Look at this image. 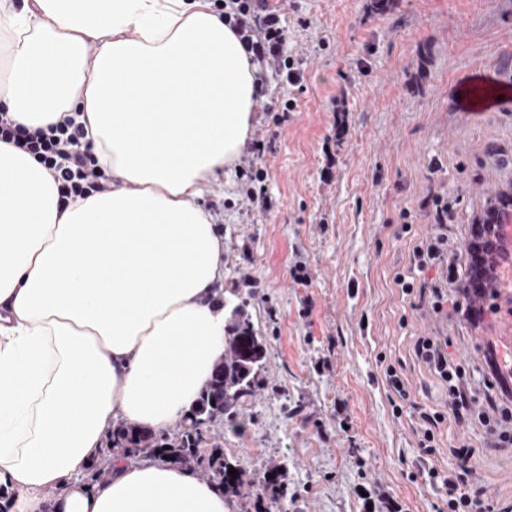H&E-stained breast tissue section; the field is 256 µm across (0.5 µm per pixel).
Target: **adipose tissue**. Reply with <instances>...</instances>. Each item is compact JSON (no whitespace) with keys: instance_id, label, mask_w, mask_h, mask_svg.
Masks as SVG:
<instances>
[{"instance_id":"adipose-tissue-1","label":"adipose tissue","mask_w":512,"mask_h":512,"mask_svg":"<svg viewBox=\"0 0 512 512\" xmlns=\"http://www.w3.org/2000/svg\"><path fill=\"white\" fill-rule=\"evenodd\" d=\"M256 72L211 0H0V106L30 129L77 115L112 177L64 206L0 140L9 512H230L193 470L103 449L120 420L172 430L224 356V238L200 200L250 137Z\"/></svg>"}]
</instances>
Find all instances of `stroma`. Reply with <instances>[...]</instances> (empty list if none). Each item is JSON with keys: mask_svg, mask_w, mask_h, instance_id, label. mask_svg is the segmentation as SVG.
<instances>
[{"mask_svg": "<svg viewBox=\"0 0 512 512\" xmlns=\"http://www.w3.org/2000/svg\"><path fill=\"white\" fill-rule=\"evenodd\" d=\"M287 51L304 80L267 74L263 102L297 103L285 125L258 115L249 153L268 173L269 214L248 210L231 172L201 203L224 236L227 301L244 299L267 338L264 367L235 421L208 428L210 444L245 472L231 512H365L393 501L403 512H447L441 475L454 448L474 452L483 496L512 503V444L484 425L499 403L484 385L485 339L453 303L431 310L435 268L416 271L437 200L459 246L485 207L477 190L492 155L512 157V92L467 110V86L512 75V0H280ZM339 139L334 167L322 151ZM305 262L311 279L295 284ZM414 281L403 293L397 276ZM422 336H446L473 396L472 415L448 416V386L414 353ZM410 400L394 404L387 366ZM442 414L435 452L419 446L420 412ZM284 499L271 502L272 467ZM438 478H431L430 469Z\"/></svg>", "mask_w": 512, "mask_h": 512, "instance_id": "stroma-1", "label": "stroma"}]
</instances>
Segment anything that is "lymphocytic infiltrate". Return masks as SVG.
<instances>
[{"label":"lymphocytic infiltrate","mask_w":512,"mask_h":512,"mask_svg":"<svg viewBox=\"0 0 512 512\" xmlns=\"http://www.w3.org/2000/svg\"><path fill=\"white\" fill-rule=\"evenodd\" d=\"M218 6L223 9L225 20L233 22L260 62L271 66L283 83L301 84L303 73L286 52L288 34L273 0H219ZM0 139L31 153L37 162L52 171L59 184L61 204H68L74 197L85 198L112 188L111 176L96 165L83 125L74 119H65L46 131H31L0 108ZM461 251L466 259L460 263L449 256L447 241L437 230L416 247L413 258L420 270L436 264L442 266L447 287L459 294L471 280H483L496 274L494 265H482L473 238L464 240ZM448 346V339L443 337L422 336L416 342L415 354L447 383L448 409L456 421L462 422L470 415L471 396L461 384L460 365L448 358ZM459 461L462 475L451 474L445 479L449 512H512L493 499L471 496L463 478L474 475L475 469L470 456L460 455Z\"/></svg>","instance_id":"obj_1"}]
</instances>
